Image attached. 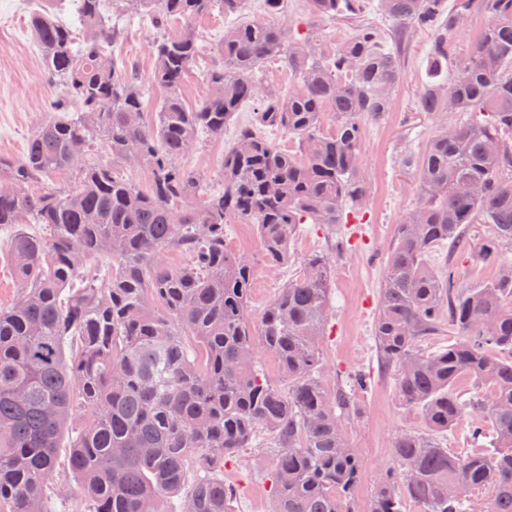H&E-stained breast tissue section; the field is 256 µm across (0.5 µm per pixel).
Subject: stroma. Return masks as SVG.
<instances>
[{
	"label": "stroma",
	"mask_w": 512,
	"mask_h": 512,
	"mask_svg": "<svg viewBox=\"0 0 512 512\" xmlns=\"http://www.w3.org/2000/svg\"><path fill=\"white\" fill-rule=\"evenodd\" d=\"M30 9V0H0V157L15 161L24 156L36 127L50 117L58 94L29 28ZM288 18L293 32L312 38L327 52L350 38L360 24L374 28L382 40L390 32L371 0H366L355 20L321 17L311 11L308 0H288ZM225 25L223 13L217 10L194 22L201 51L180 87L188 107H196L206 95V75L216 61L215 49L224 37ZM122 26L123 38L108 49L112 61L148 78L154 66L152 43L158 31L142 15L126 18ZM429 49V33L413 32L403 52L405 79L395 89L385 118L363 124L361 176L368 185V194L355 206L349 223L333 233L319 224L302 225L289 245L288 263L280 267L267 264L256 228L248 220L231 216L224 223L227 249L252 260V329H259L261 311L296 276L303 258L322 253L332 262L331 306L319 342L326 366L324 380L332 387L357 372L366 378L365 387L353 393L358 413L344 423L346 438L359 450L362 460V477L346 504L348 512H365L377 480L391 464L394 438L405 431L425 429L419 412L400 405L392 372L381 369L372 324L384 259L394 243L396 226L418 201V171L406 165L404 158L422 151L440 121L455 119L451 113L443 117L418 107L428 76ZM251 116L252 109L246 105L226 124L223 134L200 131L195 148L178 159V166L200 174L203 194L223 190L224 152ZM17 231L13 224L0 226V311L9 309L19 298L10 254ZM489 235L488 225H471L465 251L452 254L447 248H438L430 263L459 288L494 281L504 268L512 266V249H501L491 262L474 261L473 253ZM271 464L262 448H244L225 460L224 483L235 491L230 512H269Z\"/></svg>",
	"instance_id": "1"
}]
</instances>
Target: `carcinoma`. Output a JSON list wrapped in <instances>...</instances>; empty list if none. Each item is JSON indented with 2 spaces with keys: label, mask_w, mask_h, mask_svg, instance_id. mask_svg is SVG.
<instances>
[{
  "label": "carcinoma",
  "mask_w": 512,
  "mask_h": 512,
  "mask_svg": "<svg viewBox=\"0 0 512 512\" xmlns=\"http://www.w3.org/2000/svg\"><path fill=\"white\" fill-rule=\"evenodd\" d=\"M83 38L47 10L29 26L46 70L59 88L52 111L17 162L0 158V225L40 224L11 243L20 296L0 311V506L48 512L59 470L60 440L74 415L89 421L72 439L66 467L81 487L85 512H228L224 458L250 448L262 433L276 448L270 512H349L361 479L358 449L344 420L356 414L344 385L329 388L318 348L328 318L333 268L324 254L305 257L261 314L260 336L248 317L251 259L228 251L229 214L255 224L269 263H288L302 224L345 223L362 201L365 120L380 121L404 79L401 54L412 30L427 29L431 70L425 112H469L441 125L422 154L417 205L397 225L385 259L373 334L379 357L397 380L401 405L418 410L426 431L403 432L392 463L366 512H470L484 491L486 512H512V268L477 288H456L429 262L432 249L456 247L470 224L491 226L477 256L512 246V0H377L392 21L389 40L367 27L325 57L293 36L285 0H262L268 20L244 16L247 0H77ZM316 15L356 16L360 0H309ZM136 11L154 27L182 23L176 37L153 43L150 81L167 90L153 124L142 119L143 82L105 60L122 36L104 10ZM218 8L235 17L206 75L208 93L188 109L179 89L198 52L193 21ZM487 14L484 34L465 57L448 36L472 10ZM285 60L297 86L283 95L259 91L255 72L267 58ZM253 103V124L239 128L224 152V191L196 202L200 176L175 165L198 133L224 132ZM76 113L69 116L71 105ZM335 129L321 131L326 113ZM297 139L285 152L262 127ZM102 142L112 163L147 169L149 192L110 166L79 161ZM74 172L70 190L28 191L31 183ZM169 249L190 255L172 268ZM92 256L112 259L107 282L86 277ZM81 282V287L74 284ZM448 311L454 341L422 353ZM192 337L189 345L186 337ZM268 354L288 382L274 386L257 369ZM462 377L490 391L464 399ZM465 417L488 447L454 455L439 438Z\"/></svg>",
  "instance_id": "1"
}]
</instances>
